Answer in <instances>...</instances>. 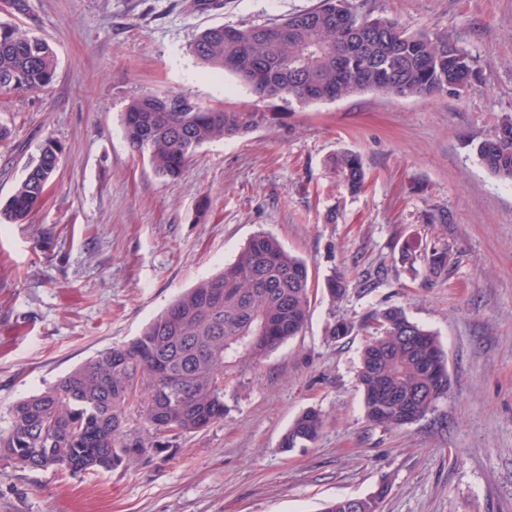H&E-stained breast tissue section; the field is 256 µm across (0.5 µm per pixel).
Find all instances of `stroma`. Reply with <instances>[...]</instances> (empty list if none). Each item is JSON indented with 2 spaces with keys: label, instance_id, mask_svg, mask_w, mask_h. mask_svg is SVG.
Returning <instances> with one entry per match:
<instances>
[{
  "label": "stroma",
  "instance_id": "1",
  "mask_svg": "<svg viewBox=\"0 0 512 512\" xmlns=\"http://www.w3.org/2000/svg\"><path fill=\"white\" fill-rule=\"evenodd\" d=\"M317 2L27 0L26 12L0 11L57 59L50 87L0 92V125L13 131L0 143V205L46 138L62 149L30 223L0 219V426L18 399L138 336L257 232L311 274L302 333L240 369L222 420L125 471L63 476L0 459V512H320L373 495L378 512H512V185L476 156L512 115V0H375L411 29H456L475 68L459 98L262 100L189 52L206 27L277 22ZM165 91L270 119L203 145L167 180L121 125L129 98ZM341 151L369 173L360 194L326 165ZM409 242L447 247V274L429 279L423 257L405 259ZM335 272L347 284L336 302L325 287ZM394 306L438 336L450 381L400 428L365 415L368 332L327 334ZM308 409L323 417L320 436L282 451Z\"/></svg>",
  "mask_w": 512,
  "mask_h": 512
}]
</instances>
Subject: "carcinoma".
<instances>
[{"label":"carcinoma","instance_id":"cac0c4a2","mask_svg":"<svg viewBox=\"0 0 512 512\" xmlns=\"http://www.w3.org/2000/svg\"><path fill=\"white\" fill-rule=\"evenodd\" d=\"M343 16H338L341 5ZM190 52L203 67L235 76L261 99L334 102L375 91L392 98L461 96L472 88L473 63L448 30L411 32L374 14L373 0H319L280 23L221 24L199 33ZM56 74L49 43L0 22V92L39 91ZM265 112L212 108L180 91L141 94L123 113L125 137L155 174L178 179L190 156L214 140L245 137ZM61 149L47 139L0 212L27 222L44 197ZM492 175L512 184V119L477 147ZM327 166L346 192L367 181L360 155L342 151ZM428 275L448 272V251L426 253ZM327 291L346 293L333 273ZM309 267L271 234L258 233L220 274L199 280L150 321L131 342L113 345L55 384L23 397L0 428V458L32 470L69 476L127 470L173 440L224 418V387L241 367L299 335L310 308ZM372 338L360 354L357 381L366 417L402 427L424 417L447 395L445 352L431 331L399 307L372 313ZM355 324L338 320L341 340ZM323 427L309 409L291 424L281 448L314 442ZM375 498L336 499L321 512H377Z\"/></svg>","mask_w":512,"mask_h":512}]
</instances>
